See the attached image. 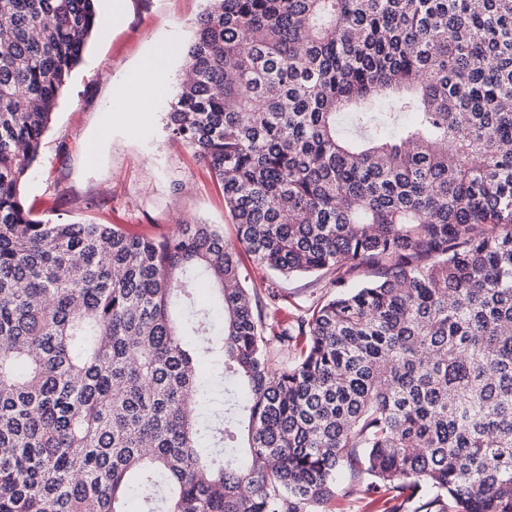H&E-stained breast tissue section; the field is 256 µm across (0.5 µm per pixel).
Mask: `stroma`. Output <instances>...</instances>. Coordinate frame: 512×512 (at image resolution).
Masks as SVG:
<instances>
[{
	"mask_svg": "<svg viewBox=\"0 0 512 512\" xmlns=\"http://www.w3.org/2000/svg\"><path fill=\"white\" fill-rule=\"evenodd\" d=\"M206 6L207 0H127L122 23L90 37L23 187L34 214L107 224L130 236L170 235L183 224H212L234 240L220 185L166 129L177 82H170L152 111L112 109L115 86L157 51H169L170 73L178 75L193 22ZM91 142L96 149L90 154Z\"/></svg>",
	"mask_w": 512,
	"mask_h": 512,
	"instance_id": "obj_1",
	"label": "stroma"
}]
</instances>
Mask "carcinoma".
Masks as SVG:
<instances>
[{"label":"carcinoma","instance_id":"1","mask_svg":"<svg viewBox=\"0 0 512 512\" xmlns=\"http://www.w3.org/2000/svg\"><path fill=\"white\" fill-rule=\"evenodd\" d=\"M95 2L0 0V512H344V469L387 512H512V0H208L167 129L233 242L26 207ZM204 359L247 390L222 421ZM324 284V280L315 276L297 277L284 281L282 287L288 291V303H282L278 306L277 317L283 323L292 322L298 313V304L325 292ZM198 412L202 418L213 420L216 417L224 418V385L215 386L204 399L198 402Z\"/></svg>","mask_w":512,"mask_h":512}]
</instances>
